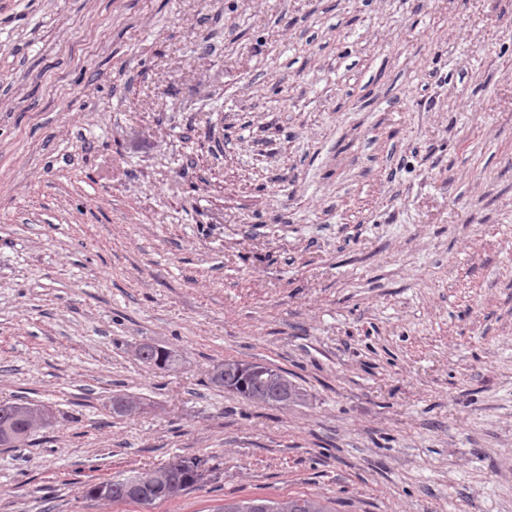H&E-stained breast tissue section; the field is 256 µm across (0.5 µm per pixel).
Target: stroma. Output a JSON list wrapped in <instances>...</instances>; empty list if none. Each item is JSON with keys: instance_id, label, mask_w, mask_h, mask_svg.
Segmentation results:
<instances>
[{"instance_id": "35a3bbf8", "label": "stroma", "mask_w": 512, "mask_h": 512, "mask_svg": "<svg viewBox=\"0 0 512 512\" xmlns=\"http://www.w3.org/2000/svg\"><path fill=\"white\" fill-rule=\"evenodd\" d=\"M19 398L52 424L0 447V512H512V0H0ZM176 458L209 478L88 494ZM138 359L154 371H170L178 366L177 355L166 348L145 343L138 347ZM211 383L250 402L273 407L304 399L306 394L288 378V372L264 363L224 360L213 367ZM143 472V471H141ZM136 472L131 475H118L90 487L89 494L93 498L111 502H132L145 506L154 505L156 502H163L174 497H169L163 488L157 484L145 483L139 486L133 493L129 491V482L138 475ZM326 506L311 497H290L272 500L250 498L224 503L222 512H328Z\"/></svg>"}]
</instances>
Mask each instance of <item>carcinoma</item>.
Masks as SVG:
<instances>
[{
	"label": "carcinoma",
	"mask_w": 512,
	"mask_h": 512,
	"mask_svg": "<svg viewBox=\"0 0 512 512\" xmlns=\"http://www.w3.org/2000/svg\"><path fill=\"white\" fill-rule=\"evenodd\" d=\"M138 359L154 371H170L178 366L177 355L160 346L145 343L138 347ZM211 383L236 393L250 402H261L273 407L286 406L305 397L288 372L264 363L227 359L213 367ZM31 431L26 407L19 403L0 404V445L16 447L27 441ZM176 479L189 489L204 477L201 461L177 460L170 463ZM135 475H118L90 487L93 498L111 502H132L145 506L169 500L163 488L145 483L129 491V482ZM223 512H328L325 505L311 497H287L272 500L250 498L224 504Z\"/></svg>",
	"instance_id": "carcinoma-1"
}]
</instances>
